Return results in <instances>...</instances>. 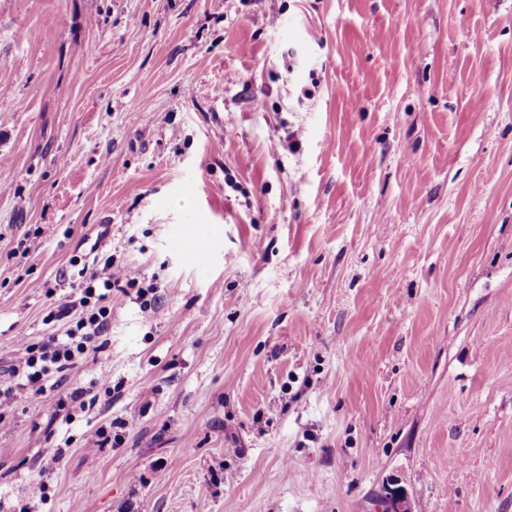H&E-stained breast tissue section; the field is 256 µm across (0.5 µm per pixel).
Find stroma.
Segmentation results:
<instances>
[{"mask_svg": "<svg viewBox=\"0 0 512 512\" xmlns=\"http://www.w3.org/2000/svg\"><path fill=\"white\" fill-rule=\"evenodd\" d=\"M105 258L0 512H512V0H0V385Z\"/></svg>", "mask_w": 512, "mask_h": 512, "instance_id": "stroma-1", "label": "stroma"}]
</instances>
